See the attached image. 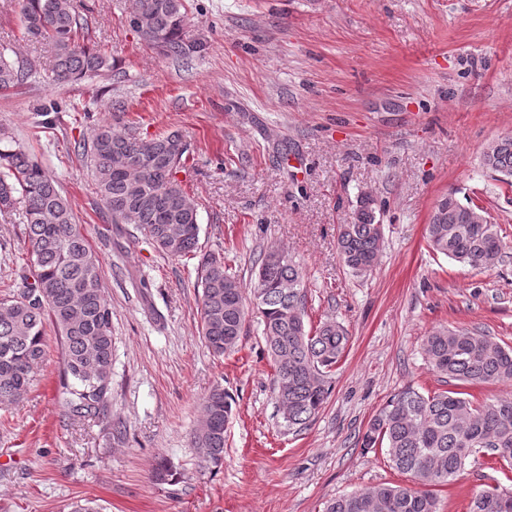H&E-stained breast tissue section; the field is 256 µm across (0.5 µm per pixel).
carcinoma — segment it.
<instances>
[{
  "mask_svg": "<svg viewBox=\"0 0 512 512\" xmlns=\"http://www.w3.org/2000/svg\"><path fill=\"white\" fill-rule=\"evenodd\" d=\"M24 34L45 41L54 56L51 80L67 82L112 69L109 59L78 43L84 19L74 0H20ZM143 13L140 38L167 56L189 59L201 46L182 38L183 0H138ZM31 70L0 53V90L25 83ZM90 158L98 191L114 224H132L168 257L192 253L200 225L198 204L177 178L187 145L177 133L149 139L103 123L91 143L78 145ZM483 165L512 177V136L491 144ZM24 204L25 241L31 275L23 290L0 298V407L19 401L31 388L34 371L47 355L48 328L61 347L60 376L67 415L112 425V306L81 225L56 182L25 150L0 148V212ZM427 241L436 253L474 270L499 263L506 243L486 212L463 205L449 192L435 206ZM383 228L370 201H359L355 221L339 226L337 248L346 267L365 274L377 265ZM283 248L259 254L251 290L275 369L274 391L288 429L302 430L322 409L331 372L343 358L350 336L336 321L307 330L305 273ZM199 332L213 355L233 351L245 318V289L224 265L208 255L201 261ZM428 363L460 385L512 386V348L477 329L439 327L425 337ZM233 399L217 386L202 404V424L191 441L201 464L224 461L225 432ZM361 447L383 448L392 466L408 473L416 487L378 485L330 500L325 512H438L431 488L448 484L478 455L512 469V395L482 403L461 390L424 395L412 386L395 394L369 421ZM470 512H512V489L476 492Z\"/></svg>",
  "mask_w": 512,
  "mask_h": 512,
  "instance_id": "cac0c4a2",
  "label": "carcinoma"
}]
</instances>
